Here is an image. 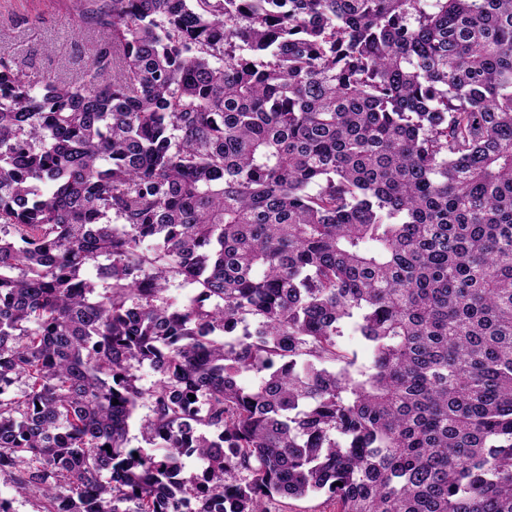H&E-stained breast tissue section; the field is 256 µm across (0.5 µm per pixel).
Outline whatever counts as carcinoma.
I'll use <instances>...</instances> for the list:
<instances>
[{"instance_id":"1","label":"carcinoma","mask_w":512,"mask_h":512,"mask_svg":"<svg viewBox=\"0 0 512 512\" xmlns=\"http://www.w3.org/2000/svg\"><path fill=\"white\" fill-rule=\"evenodd\" d=\"M70 23L75 78L0 48V477L39 512H512V0ZM339 347L342 351L355 358V366L353 369L367 365L370 360V349L368 344L352 330H345L344 335L338 339ZM288 504H282L278 501L273 502L271 511L284 512H336V504L327 501L325 495H310L301 499H290L285 501Z\"/></svg>"}]
</instances>
